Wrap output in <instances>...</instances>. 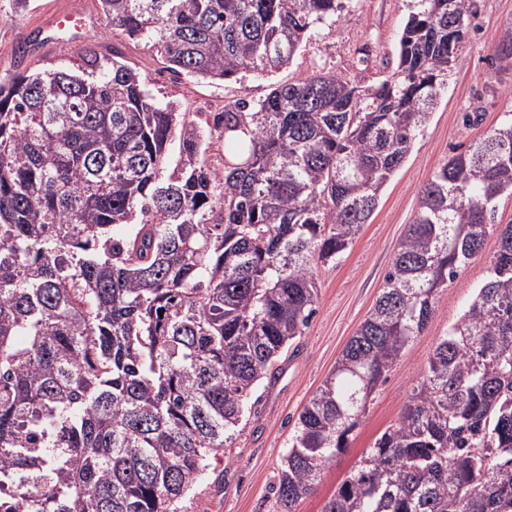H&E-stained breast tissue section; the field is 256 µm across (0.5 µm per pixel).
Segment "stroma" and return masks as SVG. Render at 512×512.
<instances>
[{"instance_id": "obj_1", "label": "stroma", "mask_w": 512, "mask_h": 512, "mask_svg": "<svg viewBox=\"0 0 512 512\" xmlns=\"http://www.w3.org/2000/svg\"><path fill=\"white\" fill-rule=\"evenodd\" d=\"M469 31L453 62L448 86L403 167L384 187L369 224L335 264L318 272L315 313L295 349L283 356L274 379L253 396L232 448L210 456L204 479L180 502V512H280L271 487L288 450L303 406L333 370L344 346L379 296L398 243L410 224L421 186L452 153L512 113V61L495 58L497 40L512 31V0H468ZM83 16L75 40L62 36L55 14ZM407 19L405 0H351L334 23L318 28L292 64L272 74L245 73L237 81L211 83L173 76L143 41L114 33L98 0H29L19 8L0 0V79L39 68H76L84 48L119 49L159 102L177 103L183 112H218L239 98L257 100L271 87L313 74L336 73L365 87L395 67L398 41ZM512 224V196H501L497 217L480 253L440 290L423 333L399 357L377 387L363 423L349 448L323 470L313 494L296 512H321L325 501L358 465L375 438L393 424L439 336L463 314L476 288L488 276L500 233Z\"/></svg>"}]
</instances>
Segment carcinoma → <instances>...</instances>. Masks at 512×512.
Instances as JSON below:
<instances>
[{
  "instance_id": "cac0c4a2",
  "label": "carcinoma",
  "mask_w": 512,
  "mask_h": 512,
  "mask_svg": "<svg viewBox=\"0 0 512 512\" xmlns=\"http://www.w3.org/2000/svg\"><path fill=\"white\" fill-rule=\"evenodd\" d=\"M178 76L289 65L346 0H99ZM396 68L178 112L112 49L0 82V512H178L303 336L319 267L374 214L448 86L466 0H407ZM224 163H208L212 144ZM176 146L179 162L169 168ZM512 195V117L440 164L271 493L349 447ZM322 512H512V225L398 419Z\"/></svg>"
}]
</instances>
